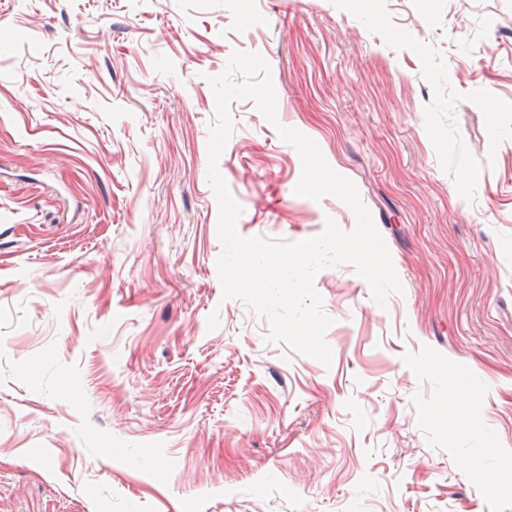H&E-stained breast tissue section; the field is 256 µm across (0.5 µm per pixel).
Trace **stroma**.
<instances>
[{
    "label": "stroma",
    "instance_id": "1",
    "mask_svg": "<svg viewBox=\"0 0 512 512\" xmlns=\"http://www.w3.org/2000/svg\"><path fill=\"white\" fill-rule=\"evenodd\" d=\"M237 50L239 232L356 224L291 127L403 285L316 274L328 365L223 297ZM0 512H512V0H0Z\"/></svg>",
    "mask_w": 512,
    "mask_h": 512
}]
</instances>
